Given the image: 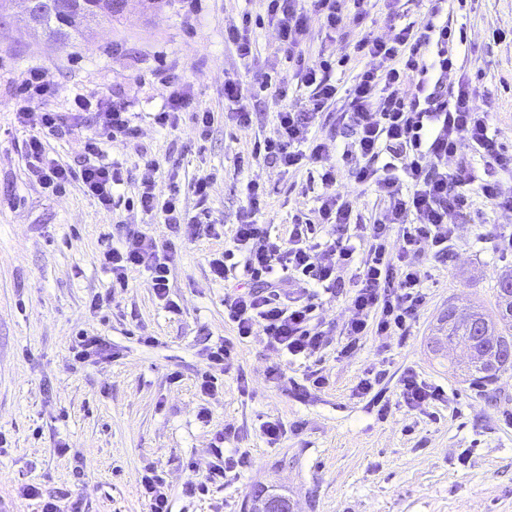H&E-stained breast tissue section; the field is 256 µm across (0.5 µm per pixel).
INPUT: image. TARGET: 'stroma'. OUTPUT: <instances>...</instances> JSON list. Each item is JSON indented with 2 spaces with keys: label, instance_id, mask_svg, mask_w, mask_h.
<instances>
[{
  "label": "stroma",
  "instance_id": "35a3bbf8",
  "mask_svg": "<svg viewBox=\"0 0 512 512\" xmlns=\"http://www.w3.org/2000/svg\"><path fill=\"white\" fill-rule=\"evenodd\" d=\"M428 6V0H374L363 24L347 21L334 32L317 15L308 16L298 39L306 59H349L347 66L335 65L338 94L310 137L340 147L351 142L347 90L365 65L354 57V44L365 35L387 40L397 27L422 23ZM246 13L256 19L249 28L256 49L245 61L224 31L240 25ZM264 13L263 0H162L156 7L129 0L121 19L92 24L62 45L20 22L18 0L0 12V502L9 512H40L36 501L20 495L26 484L47 496L72 492L85 512H147L139 493L147 467L163 477L170 512H246L252 490L270 485L287 491L295 512H512V369L487 387H472L457 369L467 360L466 349L452 346L442 357L431 347L448 306L475 305L496 314L497 280L512 272V210L476 194L467 218L449 215L457 227L450 257H435L427 246L414 258L425 306L405 330L366 337L351 356L338 350L356 315L353 269L317 310L328 340L315 356L288 359L260 336L237 342L224 320L226 284L213 278L208 259L233 233L246 182L263 183L260 221L284 237L289 225L314 218L319 173L336 161L329 154L296 171L237 164L272 133L277 111L300 108L307 93ZM442 19L466 35L445 86L455 89L463 74L472 78L501 147L512 153V0H475L469 8L444 0ZM496 30L501 38H493ZM32 66L60 88L53 111H68L78 93L125 104L131 112L138 138L103 146L104 159L127 173L111 207L86 195L78 182L54 194L30 179V131L15 124L13 109L21 75ZM228 81L238 84L240 103L253 114L249 126L236 124L224 109ZM282 85L288 88L284 99L275 94ZM177 86L190 91L195 109L213 112L208 137H199L192 111L174 127L154 124V112ZM96 130L93 118L85 117L66 135L48 137L47 148L80 170L86 163L82 142ZM359 163L356 156L345 161L339 189L355 199L361 223L371 224L384 218L386 204L350 178ZM208 174L212 187L201 206L191 184ZM145 178L162 198L179 185L184 207L205 211L219 227L218 235L175 244L169 287L181 308L177 315L156 299L144 274L132 272L127 287L116 290L96 260L104 245L139 232L169 238L159 218L142 214L136 203ZM96 296L104 302L94 309ZM81 330L105 338L117 359L74 361L71 348ZM146 336L153 344H143ZM225 340L237 343L234 363L219 392L203 398L196 381L207 367L206 351ZM275 368L294 387L273 381ZM371 369L387 372L383 417L356 393ZM408 370L445 389L448 399L433 414L400 403L399 382ZM314 371L327 376L329 386L302 391ZM204 405L212 413L206 422L198 417ZM272 419L286 429L275 445L260 433L261 423ZM228 425L235 430L230 445L246 454L248 466L214 495L187 497L185 483L209 470L212 444ZM78 462L84 471L79 478L72 473Z\"/></svg>",
  "mask_w": 512,
  "mask_h": 512
}]
</instances>
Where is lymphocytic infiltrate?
Returning a JSON list of instances; mask_svg holds the SVG:
<instances>
[{
  "label": "lymphocytic infiltrate",
  "mask_w": 512,
  "mask_h": 512,
  "mask_svg": "<svg viewBox=\"0 0 512 512\" xmlns=\"http://www.w3.org/2000/svg\"><path fill=\"white\" fill-rule=\"evenodd\" d=\"M265 2L266 14L276 23L279 41L308 94L299 109L278 111L272 135L257 146L253 157L296 169L329 154L328 144L310 139L309 128L335 100L338 88L331 81L328 61L309 62L295 51L306 21L301 0ZM440 11L441 0H430L431 19L425 24L402 26L388 40L365 36L354 45L355 56L370 64L349 90L348 121L356 135L354 147L365 160L351 177L387 201L386 220L360 225L361 241L353 243L355 202L337 191L339 171L331 165L320 175L323 192L316 222L326 226L325 239L316 240L314 224L307 223L292 225L287 238L281 239L256 221L265 201L264 185L247 182L246 203L237 213L230 243L209 260L210 271L219 280H228L238 270L245 276L242 286L224 293V319L238 340L262 335L291 357L320 352L326 336L315 321L319 295L335 294L341 272L355 265L359 273L352 304L358 316L347 323L340 349L341 355L350 356L366 336L392 335L424 306L426 295L413 257L426 242L435 254L448 256L454 237L449 214H466L475 193L497 207L512 209V196L503 195L498 183L477 181L465 161L469 155L490 157L503 171L512 172V155L502 152L469 79L460 78L454 94L444 90L443 78L455 66L457 40L447 25L435 23ZM20 92L14 119L20 127L37 129L27 144L32 178L57 189L80 179L86 195L110 207L112 190L121 184L123 172L101 160V144L137 137L138 128L125 106L96 104L79 95L72 98L73 116L93 115L98 125L97 134L83 142L90 161L77 173L46 151L45 136L64 126L62 117L47 107L58 93L54 83L43 71L32 69L22 77ZM137 202L143 212L162 215L172 234L191 240L200 235V225L186 220L179 186H172L162 199L151 182H142ZM171 250V242L137 234L121 245L106 246L97 260L110 271L116 288L126 287L130 271L146 272L156 298L175 313L179 307L169 298ZM239 253L245 256L240 266L234 261ZM288 273L299 286L287 292L281 281ZM399 397L409 410L424 413L444 402L445 391L410 370L400 380ZM213 456L206 475L187 482V496H208L223 487L230 473L248 464L246 456L220 445L214 446Z\"/></svg>",
  "instance_id": "lymphocytic-infiltrate-1"
}]
</instances>
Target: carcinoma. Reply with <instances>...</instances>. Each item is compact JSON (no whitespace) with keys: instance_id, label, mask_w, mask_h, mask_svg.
<instances>
[{"instance_id":"carcinoma-1","label":"carcinoma","mask_w":512,"mask_h":512,"mask_svg":"<svg viewBox=\"0 0 512 512\" xmlns=\"http://www.w3.org/2000/svg\"><path fill=\"white\" fill-rule=\"evenodd\" d=\"M113 0H70L69 10L58 7L57 0H39L38 14L40 25L48 38L65 43L82 34L84 29L100 18L110 21L119 19L118 12L112 9ZM498 296L507 300L498 321L490 322V338L473 337L472 325L456 314L455 308L448 307L437 324L438 335L433 337V351L439 352L451 341L461 342L473 349L467 376L471 384L483 387L498 378L499 374L512 364L500 354V347L512 342L504 332L512 331V272L502 275L497 284Z\"/></svg>"}]
</instances>
